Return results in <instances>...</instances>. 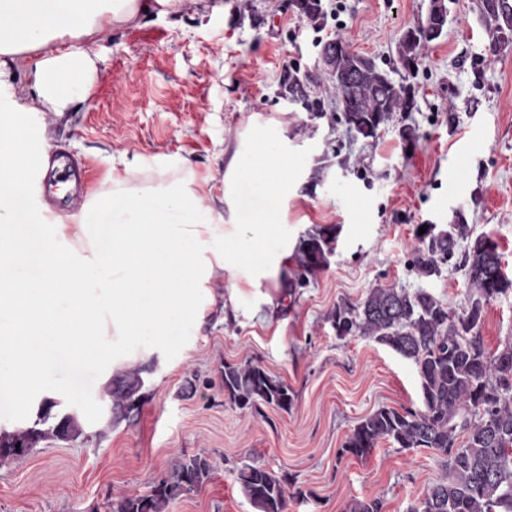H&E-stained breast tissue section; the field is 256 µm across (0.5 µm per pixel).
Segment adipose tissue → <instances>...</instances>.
<instances>
[{
  "label": "adipose tissue",
  "mask_w": 512,
  "mask_h": 512,
  "mask_svg": "<svg viewBox=\"0 0 512 512\" xmlns=\"http://www.w3.org/2000/svg\"><path fill=\"white\" fill-rule=\"evenodd\" d=\"M183 0H0V393L26 405L29 387L53 384L50 350L69 353L93 341L110 343L134 326L165 332L173 311L202 318L215 269L241 267L251 255L248 283L259 289L288 265V251L268 252L282 226L263 213L240 220L225 195L228 219L215 223L178 161L153 186L113 181L80 222L45 224L23 198L28 165V116L68 111L72 74L93 66L99 34L152 10L167 14ZM29 74L10 82L11 70ZM236 153L251 161L228 167L229 181L249 175L274 194L287 193L288 156L267 147L253 124Z\"/></svg>",
  "instance_id": "ef3b65f1"
}]
</instances>
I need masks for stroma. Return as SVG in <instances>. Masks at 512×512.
Here are the masks:
<instances>
[{
    "label": "stroma",
    "instance_id": "1",
    "mask_svg": "<svg viewBox=\"0 0 512 512\" xmlns=\"http://www.w3.org/2000/svg\"><path fill=\"white\" fill-rule=\"evenodd\" d=\"M225 2L214 13L209 0H183L178 14L111 26L80 77L71 122L35 113L31 129L49 130L84 162L97 192L116 178L157 182L159 161L179 157L221 219L230 161L250 166L235 158L238 142L255 122L283 128L288 194L272 197L255 178L240 180L237 192L241 216L266 209L283 224L267 248H288V272L268 306L243 272L216 271L203 320L175 312L165 335L144 328L113 338L114 351L138 353L124 370L145 371L130 418L113 420L99 365L55 355L58 410L75 414L82 432L0 463V512H112L193 455L211 459L212 476L166 512H255L237 482L245 463L288 474L305 491L288 512H349L353 501L375 498L382 512H411L445 472L433 451L388 440L367 457L340 456L363 418L382 407L421 409L422 395L411 361L366 337H337L330 314L376 287L423 289L461 310L468 288L460 258L425 278L411 252L420 227L459 213L497 243L512 278V42L492 49L481 0H445L444 32L422 47L410 75L397 45L425 20L430 0H322L316 22L290 0ZM337 37L416 91V110L394 115L376 138L348 132L328 80L309 88L324 102L316 117L278 95L286 68L316 72L322 45ZM404 125L416 127L415 143L402 139ZM329 225L337 238L328 266L296 285L300 240ZM480 333L491 352L512 343V292L488 305ZM247 361L288 384L289 411L242 409L225 398V363Z\"/></svg>",
    "mask_w": 512,
    "mask_h": 512
}]
</instances>
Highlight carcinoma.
Instances as JSON below:
<instances>
[{
    "label": "carcinoma",
    "mask_w": 512,
    "mask_h": 512,
    "mask_svg": "<svg viewBox=\"0 0 512 512\" xmlns=\"http://www.w3.org/2000/svg\"><path fill=\"white\" fill-rule=\"evenodd\" d=\"M299 15L310 21L322 15L321 0H294ZM492 49L500 34L512 32V0H481ZM439 39L425 30L405 34L399 59L407 70L418 67L422 44ZM336 47L321 55L322 74L336 89V107L349 131L370 139L395 113L416 108L412 91L395 83L375 60L359 55L337 38ZM312 75L288 71L279 95L289 98ZM336 232L319 229L298 246V279L328 266ZM467 242L462 257L468 280V302L452 313L424 290L373 288L359 304H336L332 323L336 336H365L412 361L420 383L423 408L400 412L382 407L347 435L339 456L363 458L377 443L391 440L404 449L426 448L444 460L443 477L427 488L412 512H512V344L489 354L480 329L491 301L508 292L512 280L502 256L489 246V237L473 235L463 215L449 224L448 233L417 237L413 264L425 277L438 275L442 265ZM224 397L240 408L268 406L288 411L292 390L258 364L224 363ZM141 371H128L112 380V413L124 414L141 400ZM44 400L36 419L15 432L0 434V458L26 456L47 438L68 440L80 433L76 416L54 411ZM214 470L212 461L196 455L177 461L170 473L143 495L125 496L112 512H165L181 495L201 488ZM237 480L257 512H286L289 479L268 469L243 464Z\"/></svg>",
    "instance_id": "carcinoma-1"
}]
</instances>
